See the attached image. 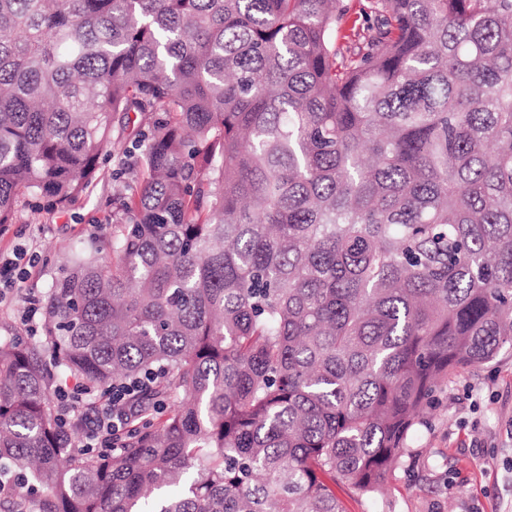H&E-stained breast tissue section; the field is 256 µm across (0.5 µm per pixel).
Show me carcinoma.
<instances>
[{
    "label": "carcinoma",
    "instance_id": "cac0c4a2",
    "mask_svg": "<svg viewBox=\"0 0 512 512\" xmlns=\"http://www.w3.org/2000/svg\"><path fill=\"white\" fill-rule=\"evenodd\" d=\"M368 10L344 46L343 0H0V225L142 175L0 336V512H344L512 344V0ZM64 374L81 414L138 383L118 448ZM89 393L83 385L59 388L56 397L59 407V424L61 430L70 433L72 428L82 431L79 448H105L112 450L123 431L125 414L127 413V397L122 396L90 413L83 414L81 420L75 422L72 414L77 403L83 401Z\"/></svg>",
    "mask_w": 512,
    "mask_h": 512
}]
</instances>
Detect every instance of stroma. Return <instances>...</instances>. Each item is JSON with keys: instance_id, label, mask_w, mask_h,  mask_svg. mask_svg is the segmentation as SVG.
Listing matches in <instances>:
<instances>
[{"instance_id": "1", "label": "stroma", "mask_w": 512, "mask_h": 512, "mask_svg": "<svg viewBox=\"0 0 512 512\" xmlns=\"http://www.w3.org/2000/svg\"><path fill=\"white\" fill-rule=\"evenodd\" d=\"M111 170L68 208L21 199L14 224L0 233V256L20 246L38 254L21 294L0 301V336L32 340L21 321L23 300L45 295L60 258L90 238L112 234ZM427 422L408 437L409 456L392 472L383 494L348 487L336 495L345 512H512V349L491 362L442 381Z\"/></svg>"}]
</instances>
